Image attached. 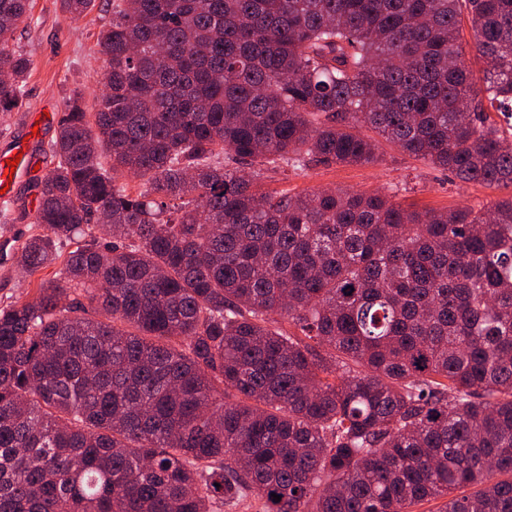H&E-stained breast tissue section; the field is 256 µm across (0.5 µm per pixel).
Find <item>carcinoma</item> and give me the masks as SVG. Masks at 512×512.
Returning <instances> with one entry per match:
<instances>
[{"instance_id":"1","label":"carcinoma","mask_w":512,"mask_h":512,"mask_svg":"<svg viewBox=\"0 0 512 512\" xmlns=\"http://www.w3.org/2000/svg\"><path fill=\"white\" fill-rule=\"evenodd\" d=\"M28 11L0 0L1 111ZM98 42L95 123L60 113L17 258L63 278L0 307V512H512V196L420 213L229 169L372 163L364 124L512 185L483 105L512 119V0H112ZM460 43L463 60L465 64L469 66V68L474 72L476 87H482V81L480 79L482 77L480 72L482 65L475 55V36L473 30L471 29V25L465 9L463 10L460 17Z\"/></svg>"}]
</instances>
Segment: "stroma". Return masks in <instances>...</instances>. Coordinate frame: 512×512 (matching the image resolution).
Wrapping results in <instances>:
<instances>
[{
  "label": "stroma",
  "mask_w": 512,
  "mask_h": 512,
  "mask_svg": "<svg viewBox=\"0 0 512 512\" xmlns=\"http://www.w3.org/2000/svg\"><path fill=\"white\" fill-rule=\"evenodd\" d=\"M112 19V0H96L87 15L74 17L62 10L60 0H31L30 17L14 33L12 44L28 55L32 65L24 84L21 108L0 112V156L9 154L17 141L30 140L40 163V173L55 165L50 145L55 126L34 131L35 113L64 110L70 97L82 95L87 111L97 109L106 61L98 37ZM380 160L374 164H324L307 160L298 170L282 165L260 170L255 184L277 195L341 189L360 193L381 192L393 203L420 211H449L460 207L480 210L512 195V188H488L464 183L441 168L415 160L386 141H379ZM38 190L34 179H23L10 201L0 202V306L33 297L36 282L22 278L16 257L22 244L44 233L34 221Z\"/></svg>",
  "instance_id": "stroma-1"
}]
</instances>
